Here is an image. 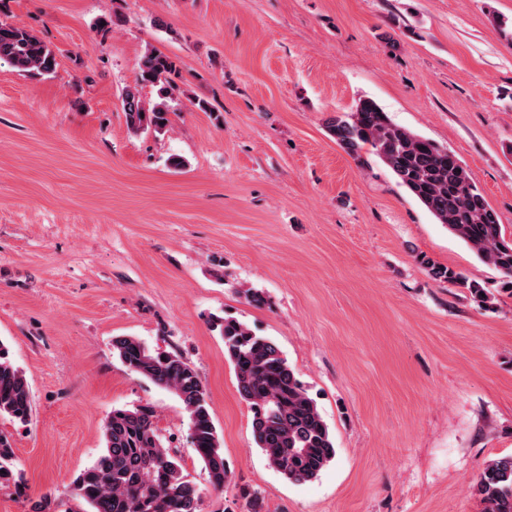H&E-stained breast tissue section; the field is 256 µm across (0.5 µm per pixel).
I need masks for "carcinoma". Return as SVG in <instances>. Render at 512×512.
<instances>
[{
	"label": "carcinoma",
	"mask_w": 512,
	"mask_h": 512,
	"mask_svg": "<svg viewBox=\"0 0 512 512\" xmlns=\"http://www.w3.org/2000/svg\"><path fill=\"white\" fill-rule=\"evenodd\" d=\"M21 72L51 74L56 58L51 48L24 25L0 22V61ZM177 62L149 47L142 55L133 83L121 92L128 127L135 132H165L170 124L168 100L180 87ZM158 88V100L147 103L140 88ZM336 143L362 161L372 153L393 173L400 186L484 263L512 287V239H506L494 209L457 156L432 139L392 122L371 98L328 120ZM420 263L440 282L461 283L481 303L488 292L477 282L426 257ZM240 397L252 412L256 446L270 467L291 482H307L335 459L332 433L315 401L278 345L255 334L233 317H218ZM112 352L133 373L173 393L181 402L193 445L209 483L222 490L232 481L223 443L213 423L207 394L196 370L179 354L153 352L134 336L112 339ZM25 423L31 416V389L23 372L0 342V416ZM104 448L74 480L71 512H199L200 491L184 473L177 454L166 447L147 405L114 408L103 426ZM25 485L24 471L9 439L0 434V486ZM484 512H512V455L486 465L477 481ZM248 512H267L264 500L247 487L239 489Z\"/></svg>",
	"instance_id": "cac0c4a2"
}]
</instances>
